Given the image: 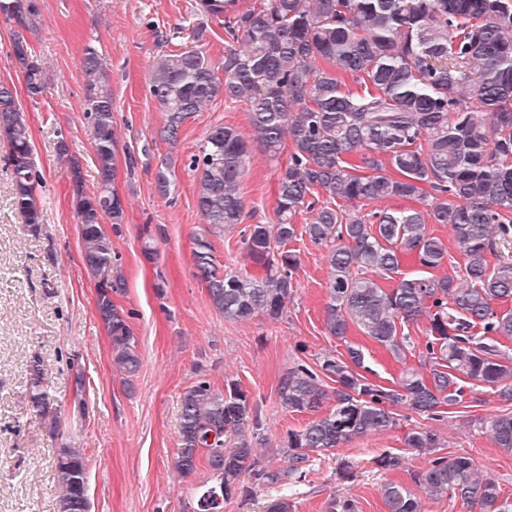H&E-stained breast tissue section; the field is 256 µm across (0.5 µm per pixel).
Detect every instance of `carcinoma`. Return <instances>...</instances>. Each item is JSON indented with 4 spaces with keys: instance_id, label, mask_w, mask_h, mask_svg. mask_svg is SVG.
<instances>
[{
    "instance_id": "obj_1",
    "label": "carcinoma",
    "mask_w": 512,
    "mask_h": 512,
    "mask_svg": "<svg viewBox=\"0 0 512 512\" xmlns=\"http://www.w3.org/2000/svg\"><path fill=\"white\" fill-rule=\"evenodd\" d=\"M196 10L224 17V38L236 44L224 56L219 77L198 46L160 57L150 94L166 112L160 137L178 141L184 121L218 98L246 105L250 134L215 126L189 157L197 174L196 203L208 228L194 239V276L227 321L256 314L277 320L287 311L293 271L300 263L286 248L297 236L328 252L327 332L346 344V354L300 363L281 378L278 400L291 413L332 409L288 432L285 471L259 465L254 446L265 443L248 392L235 381L219 392L199 381L181 397L180 448L173 468L184 476L206 462L214 482L197 500V512H220L224 500L246 493L244 478L277 484L300 482L311 454L333 452L355 438L388 432L401 407L424 420L441 421L463 402L462 378L486 384L512 399V258L491 267L495 247H512V0H196ZM38 0H0V15L15 22L12 53L27 93L44 94L48 82L33 61L24 30L39 16ZM89 118L100 187L76 189L82 260L91 273L112 269V238L103 220L124 223V205L112 189L118 138L102 59L84 49ZM349 78L359 89H344ZM0 138L9 147L14 202L26 223H42L38 190L43 179L31 155V136L13 88L0 82ZM257 142L271 157L288 151L280 167L273 224H249L242 243L260 271L218 269L208 235L243 222L240 182ZM411 200L417 208L387 209L367 217L330 206ZM300 212L313 214L295 224ZM431 224H449L464 275L437 276L448 256ZM413 265L410 273L403 267ZM97 309L112 339L113 363L129 380L141 359L129 315L112 299L121 280L99 281ZM426 319L428 340L420 368L403 369L395 386L364 375V355L349 343L352 329L406 359L407 325ZM336 383L327 391L324 379ZM29 401L44 408L40 357L31 361ZM495 444L512 452V415L480 423ZM404 443L428 453L427 466L409 473L420 492L400 482L380 486L388 512H424L430 500L455 498L479 512H512L499 484L465 452L441 454L440 436L417 427ZM376 465L406 468L405 454L384 451ZM60 512H90L87 462L79 448L60 449ZM326 512H357L355 501L333 497Z\"/></svg>"
}]
</instances>
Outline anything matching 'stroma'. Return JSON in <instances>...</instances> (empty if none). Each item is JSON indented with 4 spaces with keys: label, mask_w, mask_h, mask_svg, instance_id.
Here are the masks:
<instances>
[{
    "label": "stroma",
    "mask_w": 512,
    "mask_h": 512,
    "mask_svg": "<svg viewBox=\"0 0 512 512\" xmlns=\"http://www.w3.org/2000/svg\"><path fill=\"white\" fill-rule=\"evenodd\" d=\"M40 16L25 37L32 58L48 76L45 94L30 98L12 56L14 22L0 17V82L14 84L30 128L33 158L45 184L40 192L43 220L27 224L12 202V167L0 143V512H59L58 453L79 448L88 470L91 512H194L200 486L212 474L199 466L184 477L172 467L180 444L183 392L198 381L224 389L238 380L260 411L266 442L258 448L262 465L283 470L289 431L312 416L285 412L278 401L281 376L304 362L359 347L373 381L390 387L417 355L396 361L360 332L347 341L330 336L324 324L328 250L300 237L290 244L300 257L293 274L295 292L279 320L258 314L229 322L214 309L206 288L194 277L193 238L205 227L196 205V176L187 168L206 132L217 125L248 131L244 105L216 100L183 124L177 145L158 137L166 114L149 92L159 56L199 40L215 70H222L227 46L220 22L197 14L196 0H38ZM203 38H196V28ZM169 35L158 43L157 31ZM95 44L102 53L112 89L120 146L137 158L134 169L118 164L113 185L125 203V219L112 237L120 277L113 300L131 312L141 368L132 385L112 366L111 338L97 307V278L83 263L74 209V176L86 194L96 193L100 178L94 162V127L86 111L83 50ZM66 140L69 157L57 145ZM149 157H142V147ZM169 162L171 187L161 193L155 173ZM79 173H72V164ZM280 164L260 145L241 181L246 221L275 220ZM151 239H144V231ZM153 255H145L144 244ZM221 270L245 272L247 258L240 230L211 238ZM45 365L48 404L29 406L32 357ZM84 375L85 413L73 410V380ZM512 413V401L499 399L488 386L476 387L464 403L449 407L435 428L447 452L467 451L505 497L512 499V455L497 448L479 418ZM422 418L402 419L399 428L370 433L326 455H312L305 481L257 484L250 498L232 495L223 512H265L286 497L295 512H325L329 497H352L358 512H387L380 487L408 482L409 473L426 466L427 455L406 450L409 429ZM387 449L407 453V468L384 471L374 463ZM351 478H342V463Z\"/></svg>",
    "instance_id": "obj_1"
}]
</instances>
